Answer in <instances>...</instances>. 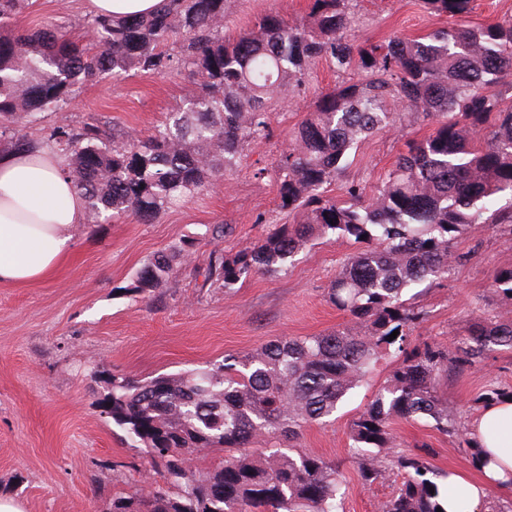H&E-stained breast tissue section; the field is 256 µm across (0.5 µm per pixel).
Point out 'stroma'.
<instances>
[{
    "label": "stroma",
    "instance_id": "35a3bbf8",
    "mask_svg": "<svg viewBox=\"0 0 512 512\" xmlns=\"http://www.w3.org/2000/svg\"><path fill=\"white\" fill-rule=\"evenodd\" d=\"M311 0H227L224 36L256 29L262 15L306 19ZM348 35L358 44L413 38L453 24L475 29L512 16V0H474L468 14L446 20L430 14L422 0H348ZM86 0H31L20 19L24 28L60 24L87 41ZM328 62L316 64L305 85L274 95L269 103L270 137L245 143L237 168L209 189L183 197L157 221L136 216L84 222L74 251L45 280L0 286V497L22 503L25 512H108L118 491L145 489L156 478L148 461L128 448L123 432L101 415L90 363L118 376L150 378L220 363L274 341L329 333L351 326L350 317L328 299L338 270L355 247L330 237L309 243L283 271L255 273L232 289L207 287L199 269L211 251L234 255L261 242L280 224L298 220L278 206L274 166L291 148L295 127L312 112L322 92L358 80ZM196 88L193 69L170 65L130 71L120 79L79 89L64 110L45 113L25 129L43 141L56 126L101 119L143 137L164 122ZM433 120L411 114L379 130L350 151L345 171L328 188L329 197L348 201L357 184L363 200L376 197L406 140L431 133ZM230 228L221 240H205L208 227ZM196 239L192 255L150 295L130 293L135 272L153 254ZM466 256L446 279L412 289L421 313L413 337L451 345L478 317L512 321V300L493 285L497 269L512 266V228L475 224L458 241ZM395 366L377 365L370 381L351 391L328 425L305 428L299 444L343 464L347 494L343 512H380L398 482L386 474L363 485L350 457V423ZM512 389V352L488 353L480 365L443 372L440 391L457 424L481 409L487 384ZM399 450L417 452L441 471L476 479L480 472L468 451L430 421L398 420Z\"/></svg>",
    "mask_w": 512,
    "mask_h": 512
}]
</instances>
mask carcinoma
I'll return each instance as SVG.
<instances>
[{
  "label": "carcinoma",
  "instance_id": "carcinoma-1",
  "mask_svg": "<svg viewBox=\"0 0 512 512\" xmlns=\"http://www.w3.org/2000/svg\"><path fill=\"white\" fill-rule=\"evenodd\" d=\"M346 2L312 0L309 19L292 24L268 12L258 31L226 41V0H162L147 16H91L84 44L60 26L19 28L29 0H0V138L17 149L38 146L24 124L66 108L80 86L175 60L198 77L196 90L147 137L98 120L52 131L45 146L63 158L93 220L133 214L151 224L174 200L224 177L245 143L270 135L268 99L305 83L319 60L365 74L321 94L294 132L295 147L277 160L279 207L302 210L300 222L230 258L217 251L200 272L204 282L229 288L252 273L283 270L313 240L352 242L359 248L328 297L361 331L274 341L230 362L151 379L92 367L101 413L159 475L146 492L113 494L109 512H338L340 463L298 441L310 424L330 421L387 355L397 366L350 424L361 477L366 485L388 472L401 477L380 512L444 508L438 479L445 473L420 454L395 450L391 425L424 418L460 435L439 394L440 373L477 366L496 347L512 349V321L478 319L451 348L417 345L419 312L403 294L447 277L472 225L512 224V103L489 93L512 74V17L354 44ZM473 2L423 0L447 18L469 13ZM177 34L182 43L172 57L164 48ZM406 112L436 126L406 143L376 198L362 202L354 186L342 205L328 197L349 151ZM498 200L507 208L489 211ZM194 247L184 240L154 254L131 290L145 294L166 283ZM493 279L511 300L512 267ZM260 437L271 444L263 463L251 451ZM204 448H220L224 458L193 465Z\"/></svg>",
  "mask_w": 512,
  "mask_h": 512
}]
</instances>
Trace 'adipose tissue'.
Returning <instances> with one entry per match:
<instances>
[{"instance_id": "obj_1", "label": "adipose tissue", "mask_w": 512, "mask_h": 512, "mask_svg": "<svg viewBox=\"0 0 512 512\" xmlns=\"http://www.w3.org/2000/svg\"><path fill=\"white\" fill-rule=\"evenodd\" d=\"M84 218V200L56 153L0 146V285L46 278L72 253ZM467 433L490 462L480 482L449 475L447 512H481L490 489L512 485V401L486 404Z\"/></svg>"}]
</instances>
